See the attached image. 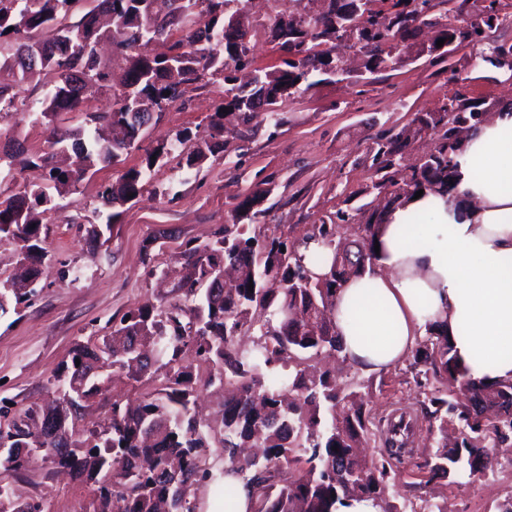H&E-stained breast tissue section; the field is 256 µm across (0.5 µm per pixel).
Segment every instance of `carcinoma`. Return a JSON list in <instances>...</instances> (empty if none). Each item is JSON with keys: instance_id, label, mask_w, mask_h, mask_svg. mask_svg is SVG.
I'll list each match as a JSON object with an SVG mask.
<instances>
[{"instance_id": "obj_1", "label": "carcinoma", "mask_w": 512, "mask_h": 512, "mask_svg": "<svg viewBox=\"0 0 512 512\" xmlns=\"http://www.w3.org/2000/svg\"><path fill=\"white\" fill-rule=\"evenodd\" d=\"M95 2L70 22L76 0H0V39L9 38L11 49L3 64L16 70L20 83L44 71L56 74L37 120L52 128L63 112L85 116L83 126L52 132L50 151L30 161L48 169L45 185L0 197V233L19 248L21 269L0 281L1 310L33 292L29 285L38 278L33 261L46 254L43 215L59 208L55 200L70 194L86 173L118 165L137 148L151 120V113L138 111L142 102L161 110L181 98L186 86L219 74L228 85L225 107L236 111L243 125L261 113L277 124L279 107L316 83L321 68L336 62L333 53L340 45L357 49L370 74L395 70L411 52L444 63L449 45L483 41L479 30L492 27L500 0L483 6L478 0H425L423 11L413 0H365L368 23L379 25L372 34L365 26L350 33L337 27L353 0H323L321 11L297 16L278 12L270 33L279 48L299 57L256 71L244 87L233 84L229 68L249 61L247 32L233 27L248 0H168L166 13L157 10L158 0ZM48 23L58 26V36L43 44L36 30ZM424 27L436 28L435 40L419 46L412 39ZM175 30L181 35L174 40ZM169 39V52L145 51ZM101 40L111 41L125 63L119 88L110 85L98 59ZM479 54L507 61L512 43H489ZM100 89L112 91L110 112L91 110L90 95ZM263 103L268 109L260 113ZM18 110L14 86L0 83V115ZM485 118L480 103L459 91L441 111L415 116L405 132L413 138L432 132L439 143L400 177L389 172L395 166L393 143L378 144L372 167L380 177L372 189L387 197L380 210L338 211L335 221L314 224L293 241L269 224L250 233L226 224L224 235L186 248L188 273L177 288L184 300L147 301L113 325L111 335L77 344L54 375L55 405L0 421V440L18 448L22 438L33 436L57 449L58 465L94 483L89 512H201L210 490L224 508L234 496L224 483L229 474L253 488V512H333L336 502L348 497H381L390 469L358 451L369 432L363 402L313 359L325 351L341 352L332 317L336 293L373 255L387 211L419 190L453 193L456 132ZM223 134L224 113L216 112L209 138L187 154V168L201 166ZM184 141L178 135L147 153L140 166L125 169L102 193L94 220L110 230L120 216L116 209L138 197L148 172ZM310 240L333 254L329 270L319 277L299 253ZM226 268L235 273L229 289L224 288ZM94 368L104 373L85 380V372ZM409 368L423 389L428 431L440 436L425 461L429 473L463 471L473 477L493 470L489 448L511 440L512 431L489 415L512 414V382L465 381L448 337L434 329L419 340ZM114 372L153 387L134 401L113 400L108 426L88 429L83 409L69 408L66 396L77 392L86 404L103 397ZM458 383L469 392L465 406L448 399ZM211 386L225 393L215 423L191 412L199 388ZM450 425L457 429L451 443ZM214 447L223 449L218 460L209 452ZM0 512H40V506L18 501L0 482Z\"/></svg>"}]
</instances>
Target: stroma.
Returning <instances> with one entry per match:
<instances>
[{
  "label": "stroma",
  "mask_w": 512,
  "mask_h": 512,
  "mask_svg": "<svg viewBox=\"0 0 512 512\" xmlns=\"http://www.w3.org/2000/svg\"><path fill=\"white\" fill-rule=\"evenodd\" d=\"M263 0H252L243 24L251 65L273 69L280 52L268 34ZM473 43L454 46L448 64L422 57L394 71L364 72L362 58L347 54L349 79H326L296 95L282 110L280 125L255 118L249 126L225 120L224 135L200 170L185 173L179 157L155 166L135 203L126 205L109 236H94L89 217L104 188L119 175L109 166L87 174L66 196L60 210L45 214L47 257L34 296L0 311V417H13L52 397L51 380L77 343L106 336L113 324L145 301L176 286L187 244L217 237L228 224H276L295 238L337 210L376 207L371 188L370 149L384 135L407 127L416 113L434 112L464 79L468 96L486 112L512 100V81L490 64L473 66ZM47 75L17 82L0 69V82L14 85L23 108L0 126V194L8 196L43 185L46 171L30 165L47 152L49 137L35 123ZM224 97L221 78L187 87L183 100L155 113L126 166L140 164L146 151L187 134L207 138L209 122ZM166 278L150 275L151 267ZM82 280H74V270ZM344 380L365 392L372 417L394 411L414 419V433L394 466L381 506L384 512H498L512 498V447L493 449V471L469 482L456 476L431 478L424 462L435 450L422 418L420 389L406 363L370 375L348 362L336 365ZM22 499L39 502L43 512H82L92 484L75 480L54 465L34 461L18 472L0 474Z\"/></svg>",
  "instance_id": "1"
}]
</instances>
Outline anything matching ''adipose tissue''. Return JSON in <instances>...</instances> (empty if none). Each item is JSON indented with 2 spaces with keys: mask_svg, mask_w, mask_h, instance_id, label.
I'll return each instance as SVG.
<instances>
[{
  "mask_svg": "<svg viewBox=\"0 0 512 512\" xmlns=\"http://www.w3.org/2000/svg\"><path fill=\"white\" fill-rule=\"evenodd\" d=\"M453 195L388 213L379 253L336 296L349 361L368 372L407 358L441 323L468 378L512 381V105L470 132Z\"/></svg>",
  "mask_w": 512,
  "mask_h": 512,
  "instance_id": "obj_1",
  "label": "adipose tissue"
}]
</instances>
